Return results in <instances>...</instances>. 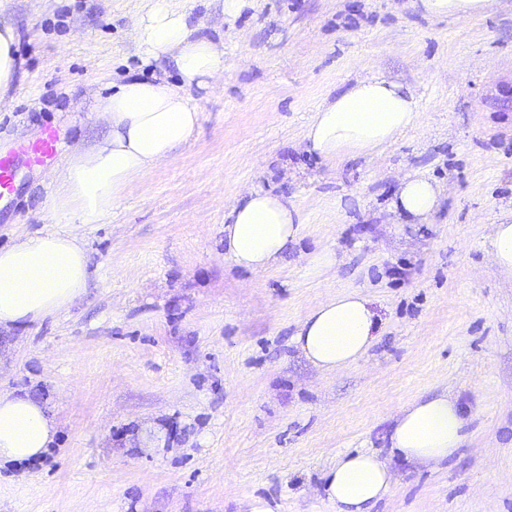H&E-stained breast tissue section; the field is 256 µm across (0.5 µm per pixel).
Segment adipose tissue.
Listing matches in <instances>:
<instances>
[{
    "instance_id": "adipose-tissue-1",
    "label": "adipose tissue",
    "mask_w": 512,
    "mask_h": 512,
    "mask_svg": "<svg viewBox=\"0 0 512 512\" xmlns=\"http://www.w3.org/2000/svg\"><path fill=\"white\" fill-rule=\"evenodd\" d=\"M128 26L146 60L164 59L179 84L135 76L102 98L98 116L106 136L72 153L56 177L55 212L62 224H98L111 214L120 190L167 161L189 143L201 112L193 89H215L224 73V43L197 38L185 11L155 0ZM414 91L373 72L326 100L306 125L305 150L325 159L367 154L389 144L418 121ZM442 186L416 171L400 183L389 205L403 224H421L438 209ZM224 226V253L253 273L278 263L302 223L287 198L262 189L235 201ZM89 257L77 237L61 232L28 235L0 247V328L66 311L85 292ZM375 317L369 299L355 289L337 293L303 319L295 347L327 371L350 367L372 346ZM456 400L441 393L417 399L399 414L390 436L392 451L409 461L442 463L467 438ZM55 422L45 402L30 395H0V465L39 459L54 440ZM392 488L386 461L372 452L344 453L327 475L325 492L336 512H373Z\"/></svg>"
}]
</instances>
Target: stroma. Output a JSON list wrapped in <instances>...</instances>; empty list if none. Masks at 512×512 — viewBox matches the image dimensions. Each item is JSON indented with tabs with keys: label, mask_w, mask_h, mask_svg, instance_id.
I'll use <instances>...</instances> for the list:
<instances>
[{
	"label": "stroma",
	"mask_w": 512,
	"mask_h": 512,
	"mask_svg": "<svg viewBox=\"0 0 512 512\" xmlns=\"http://www.w3.org/2000/svg\"><path fill=\"white\" fill-rule=\"evenodd\" d=\"M152 0H0L19 35L0 149L46 128L61 154L20 165L0 246L56 230L54 173L106 127L93 108L144 65L128 16ZM224 42L218 91L193 90L194 139L131 181L101 224H69L89 254L68 312L0 331V393L46 400L42 459L0 468V512H335L326 477L347 452L387 459L375 512H512V276L485 244L512 222V0L480 16L417 0H171ZM377 70L415 93L419 124L379 151L326 161L301 146L327 96ZM444 196L424 224H393L401 179ZM270 190L302 229L256 275L224 254L227 206ZM332 254L323 267L319 259ZM364 292L380 317L367 356L324 372L292 342L319 303ZM446 392L467 439L438 465L391 453L410 401Z\"/></svg>",
	"instance_id": "35a3bbf8"
}]
</instances>
